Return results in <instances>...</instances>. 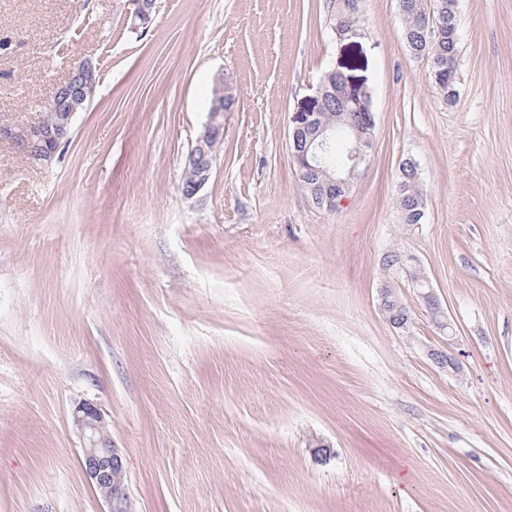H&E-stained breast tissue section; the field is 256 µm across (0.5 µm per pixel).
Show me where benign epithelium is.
I'll return each mask as SVG.
<instances>
[{"instance_id":"1","label":"benign epithelium","mask_w":512,"mask_h":512,"mask_svg":"<svg viewBox=\"0 0 512 512\" xmlns=\"http://www.w3.org/2000/svg\"><path fill=\"white\" fill-rule=\"evenodd\" d=\"M96 73L97 65L90 59H84L70 69L66 80L53 85L44 104L55 109L61 101L68 102V111L62 114L58 126L51 129L38 122L1 121L0 140L24 150L33 164L42 168L51 167L55 162L57 147L71 139L75 115L84 111V102L93 97L94 86L98 82ZM331 93L339 105L336 122H320L318 108L311 112H295L291 117L289 134L291 154L297 166L325 178V195L319 200V207L328 211L335 210L347 197L352 180L372 148L375 127V113L366 104L367 92L344 81L331 88ZM340 134L346 136L349 153L347 165L337 168L327 163V148ZM222 135L224 111L217 104L215 110L208 113L194 147L187 154V165L197 168V176L193 182L182 187L185 198H193L209 183L215 158L211 153L212 145ZM401 274L414 287L424 280L420 266L411 255L401 254L389 265L388 279L380 290V308L387 322L396 329L408 328L411 321L408 306L395 291L394 279ZM419 297L441 329L452 327L432 287L419 292ZM74 421L83 440L82 468L107 504V512H129L122 456L112 444L101 412L90 404H83L76 409Z\"/></svg>"}]
</instances>
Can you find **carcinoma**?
Returning a JSON list of instances; mask_svg holds the SVG:
<instances>
[{
	"mask_svg": "<svg viewBox=\"0 0 512 512\" xmlns=\"http://www.w3.org/2000/svg\"><path fill=\"white\" fill-rule=\"evenodd\" d=\"M361 10V0H339L333 15L332 31L343 40L356 25L355 16ZM399 16L404 39L409 51L417 57H425L431 64L430 79L435 89L445 99L458 83L455 63L460 51L459 18L456 0H399ZM347 142L336 139L328 153L329 163L337 167L346 162ZM421 177L400 169L396 184V205L402 223L414 224L422 219L414 218L423 199Z\"/></svg>",
	"mask_w": 512,
	"mask_h": 512,
	"instance_id": "obj_1",
	"label": "carcinoma"
}]
</instances>
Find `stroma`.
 Returning <instances> with one entry per match:
<instances>
[{"label":"stroma","mask_w":512,"mask_h":512,"mask_svg":"<svg viewBox=\"0 0 512 512\" xmlns=\"http://www.w3.org/2000/svg\"><path fill=\"white\" fill-rule=\"evenodd\" d=\"M333 7L157 0L136 29L126 0H0V122L38 121L73 62L100 68L51 168L0 141V512H106L81 467L85 403L131 512H512V0H458L452 105L398 0H363L353 43ZM331 71L370 92L376 126L330 212L288 129ZM221 72L237 104L188 199ZM407 159L419 224L395 203ZM394 250L453 339L405 282L409 331L382 316Z\"/></svg>","instance_id":"stroma-1"}]
</instances>
